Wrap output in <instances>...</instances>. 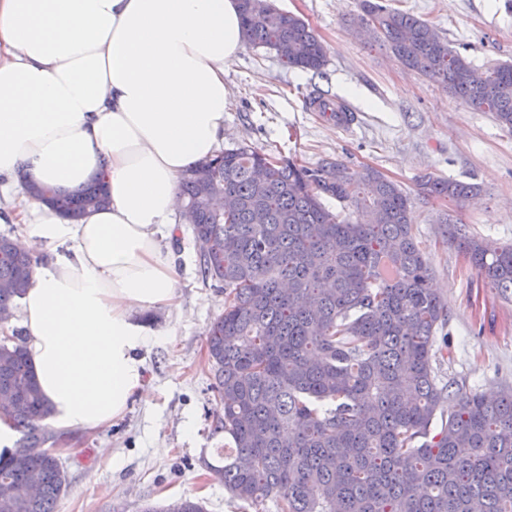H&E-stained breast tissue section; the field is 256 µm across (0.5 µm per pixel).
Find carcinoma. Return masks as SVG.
<instances>
[{"instance_id": "obj_1", "label": "carcinoma", "mask_w": 512, "mask_h": 512, "mask_svg": "<svg viewBox=\"0 0 512 512\" xmlns=\"http://www.w3.org/2000/svg\"><path fill=\"white\" fill-rule=\"evenodd\" d=\"M247 44L291 48L290 68L319 71L324 43L271 0H239ZM406 69L441 84L512 129V63L476 71L427 21L362 0ZM336 119L340 102L313 100ZM429 195L463 202L470 183L429 179ZM26 193L72 222L111 202L106 175L72 191L27 179ZM205 286L224 313L205 333L217 394L215 432L232 447L209 464L231 497L265 512H512V390L498 397L439 385L432 350L447 310L429 286L412 232V201L376 170L338 159L310 169L238 146L180 179ZM336 200L332 211L322 201ZM448 237L478 276L512 295V247ZM34 257L0 235V322L32 284ZM0 340V419L21 437L0 455V512H54L68 487L60 459L40 450L52 408L18 331ZM457 409L435 424L440 404ZM40 491L27 493L32 476ZM143 512H203L189 497Z\"/></svg>"}]
</instances>
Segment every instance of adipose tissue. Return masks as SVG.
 I'll return each instance as SVG.
<instances>
[{
    "label": "adipose tissue",
    "mask_w": 512,
    "mask_h": 512,
    "mask_svg": "<svg viewBox=\"0 0 512 512\" xmlns=\"http://www.w3.org/2000/svg\"><path fill=\"white\" fill-rule=\"evenodd\" d=\"M243 46L238 0H0V223L53 251L21 299L25 347L64 433L121 419L142 393L140 319L179 306L161 244L178 181L216 154L224 65ZM106 173L112 197L80 221L29 197Z\"/></svg>",
    "instance_id": "adipose-tissue-1"
}]
</instances>
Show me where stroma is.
<instances>
[{"label": "stroma", "mask_w": 512, "mask_h": 512, "mask_svg": "<svg viewBox=\"0 0 512 512\" xmlns=\"http://www.w3.org/2000/svg\"><path fill=\"white\" fill-rule=\"evenodd\" d=\"M304 19L327 48L322 70L293 69L276 51L249 45L224 66L231 102L224 145L314 166L342 159L358 172L380 171L413 198V232L448 322L445 357L432 364L439 383L499 394L512 389V299L479 278L451 242L449 225L472 237L512 245V131L439 83L400 65L382 43L357 29L360 0H275ZM428 21L479 69L512 62V0H388ZM343 101L356 119L338 127L310 106L311 96ZM477 184L456 203L427 196L426 177ZM180 277V309L153 311L149 326L171 330L143 351L148 397H134L124 417L59 441L68 488L55 512H141L145 503L199 499L205 512H255L232 498L205 466L229 447L214 431L216 402L205 331L224 311V294L199 282L192 236L171 241Z\"/></svg>", "instance_id": "obj_1"}]
</instances>
